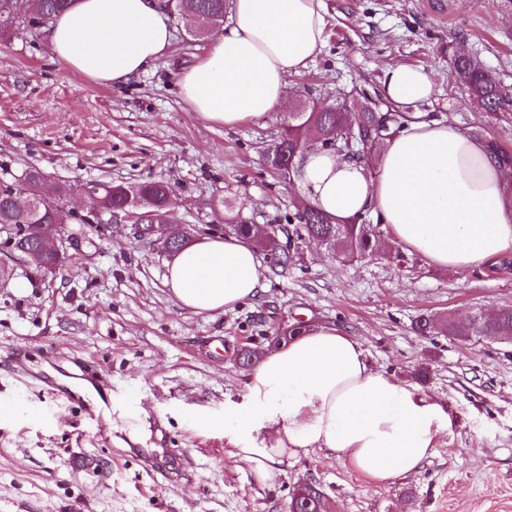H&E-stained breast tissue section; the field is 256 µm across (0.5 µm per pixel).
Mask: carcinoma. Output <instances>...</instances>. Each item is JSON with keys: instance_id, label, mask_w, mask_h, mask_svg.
<instances>
[{"instance_id": "1", "label": "carcinoma", "mask_w": 512, "mask_h": 512, "mask_svg": "<svg viewBox=\"0 0 512 512\" xmlns=\"http://www.w3.org/2000/svg\"><path fill=\"white\" fill-rule=\"evenodd\" d=\"M71 0H34L33 12L44 21L51 20L56 14L69 8ZM225 0H170V9L192 17L197 26L195 34H201L207 25L217 24L224 18ZM457 82L463 90L468 102L481 112L497 115L512 112V88L504 85L484 68L482 62L475 56L455 54L451 58ZM351 125L347 113L339 109L322 112L314 110L300 112L293 116V121L281 132L278 142L270 148L265 156L266 166L273 172L280 170L284 162L295 164V159L301 156L313 144H321L325 149H339L344 143H332L333 132L339 127ZM404 125V114L401 112H372L361 113L354 124V133L371 135L381 140L397 133ZM491 154L502 167L512 168V151L506 149L497 139L486 138ZM44 174L32 167L25 171L23 178L15 183L0 182V225L2 224H44L64 229L69 222L68 213L58 205L52 204L46 198H39L40 206L33 209L24 219L13 206V194L23 186H37L42 183ZM170 187L159 181L140 183L127 188L122 196L139 197L150 203V209L155 212L157 223L169 221L168 208L162 206ZM295 228L298 239L315 238L331 247L346 258L366 256L379 249L380 233L376 226L363 221L359 224H334L331 219L308 205L301 204L298 209ZM257 249L270 253L277 250L274 240L256 241ZM279 251V250H277ZM288 252L279 251L277 264L288 268ZM416 330L427 335L429 333L452 336L467 343L477 341H500L504 336H512V307L499 308L493 312L483 309L472 311L465 319L457 320L450 315L424 316L416 323ZM324 510L323 492L315 485L307 483L293 493L290 512H322Z\"/></svg>"}]
</instances>
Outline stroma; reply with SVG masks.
<instances>
[{
  "instance_id": "obj_1",
  "label": "stroma",
  "mask_w": 512,
  "mask_h": 512,
  "mask_svg": "<svg viewBox=\"0 0 512 512\" xmlns=\"http://www.w3.org/2000/svg\"><path fill=\"white\" fill-rule=\"evenodd\" d=\"M324 3L325 47L294 79L293 106L342 100L357 113L371 96L384 112V68L418 66L435 84L419 111L512 147V114L465 105L450 63L452 52L475 54L512 86V0ZM30 9L19 0L0 34V182L38 168L59 189L55 203L103 223L83 192L93 182L167 183L180 224L295 218L301 189L263 163L290 109L227 129L180 98V70L221 27L197 38L172 16L171 56L110 87L54 61L47 28L27 24ZM69 253L55 274L0 288V403L22 408L0 415V512H289L304 482L324 492L329 512H512V342L462 345L413 328L423 314L512 306V264L451 275L416 254L346 260L299 240L287 268L263 257L255 298L195 315L164 286L168 255L129 228L76 234ZM331 324L362 344L374 370L439 402L450 426L416 474L387 485L306 448L260 485L230 436L195 416L241 402L243 350L257 356L301 327ZM50 386L73 401L52 400Z\"/></svg>"
}]
</instances>
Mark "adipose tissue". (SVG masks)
<instances>
[{"instance_id":"adipose-tissue-1","label":"adipose tissue","mask_w":512,"mask_h":512,"mask_svg":"<svg viewBox=\"0 0 512 512\" xmlns=\"http://www.w3.org/2000/svg\"><path fill=\"white\" fill-rule=\"evenodd\" d=\"M325 29L324 0H230L212 50L179 74L182 99L230 128L279 111L291 79L322 53ZM49 43L55 59L89 80L125 85L172 50L165 0H72L51 21ZM381 85L403 108L434 90L425 70L406 65L387 67ZM293 180L334 222L372 214L402 249L450 273L512 250V174L485 141L449 122H408L380 143L371 169L313 148ZM260 267L247 240L207 238L172 258L165 286L186 311L221 313L258 294ZM220 423L257 482L273 481L292 449L307 448L387 484L419 471L450 420L439 403L373 370L358 340L321 326L261 354L242 402L225 407Z\"/></svg>"}]
</instances>
